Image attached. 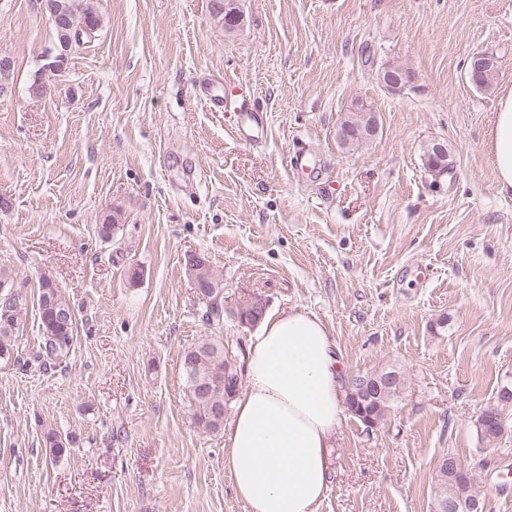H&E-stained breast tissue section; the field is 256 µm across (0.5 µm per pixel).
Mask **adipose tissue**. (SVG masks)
Segmentation results:
<instances>
[{"label": "adipose tissue", "mask_w": 512, "mask_h": 512, "mask_svg": "<svg viewBox=\"0 0 512 512\" xmlns=\"http://www.w3.org/2000/svg\"><path fill=\"white\" fill-rule=\"evenodd\" d=\"M496 184L512 195V92L493 133ZM247 385L225 427L224 468L246 512H317L329 486L330 438L344 417V370L320 318L292 309L251 336Z\"/></svg>", "instance_id": "adipose-tissue-1"}]
</instances>
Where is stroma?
Masks as SVG:
<instances>
[{
	"label": "stroma",
	"instance_id": "obj_1",
	"mask_svg": "<svg viewBox=\"0 0 512 512\" xmlns=\"http://www.w3.org/2000/svg\"><path fill=\"white\" fill-rule=\"evenodd\" d=\"M86 3L99 30L53 73L45 0H0V266L26 296L0 360V512H244L181 357L206 338L244 357L237 313L255 298L318 316L346 376H403L376 427L340 423L318 512H433L446 453L483 512H512V197L493 165L512 0H236L232 31L224 0ZM476 52L500 60L485 89ZM385 62L411 84L383 87ZM217 76L259 106L261 142L238 139ZM363 106L377 132L344 146ZM436 142L453 161L438 179ZM301 149L314 173L291 166ZM195 254L222 283L221 323L203 317ZM45 276L76 314L59 365L40 350ZM487 409L504 426L489 446Z\"/></svg>",
	"mask_w": 512,
	"mask_h": 512
}]
</instances>
